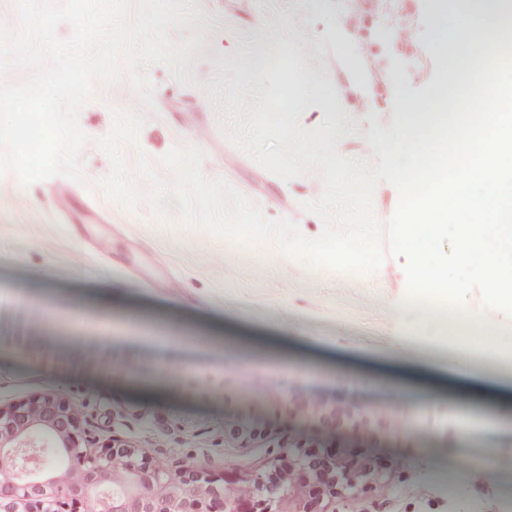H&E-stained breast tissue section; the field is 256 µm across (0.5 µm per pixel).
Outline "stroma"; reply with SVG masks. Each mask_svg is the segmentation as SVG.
Listing matches in <instances>:
<instances>
[{
  "label": "stroma",
  "instance_id": "1",
  "mask_svg": "<svg viewBox=\"0 0 512 512\" xmlns=\"http://www.w3.org/2000/svg\"><path fill=\"white\" fill-rule=\"evenodd\" d=\"M186 2L190 21L169 31L193 42L186 84L149 66L147 110L128 81L91 79L95 97L79 115L83 181L60 198L58 177L25 187L0 174V406L55 394L79 406L89 449L117 441L169 467L190 456L241 477L297 443L364 449L386 477L337 498L336 512H503L512 467L497 458L512 455V358L462 346L490 331L512 336V316L475 289L466 328L407 307L403 259L339 271L156 219L145 203L127 209L101 188L111 164L99 141L124 107L145 119L128 161L198 148L206 177L318 237L323 222L302 205L321 197L320 177L286 181L241 152L220 127L228 98L260 105L291 64L301 127H328L340 154L378 162L372 137H396L446 76L432 0ZM406 29L412 42L399 38ZM152 336L171 341V378L149 376ZM314 405L383 424L362 435L332 428ZM405 411L410 425L394 429Z\"/></svg>",
  "mask_w": 512,
  "mask_h": 512
}]
</instances>
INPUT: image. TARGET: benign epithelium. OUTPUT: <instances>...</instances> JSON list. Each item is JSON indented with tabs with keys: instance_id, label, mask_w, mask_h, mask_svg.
Instances as JSON below:
<instances>
[{
	"instance_id": "obj_1",
	"label": "benign epithelium",
	"mask_w": 512,
	"mask_h": 512,
	"mask_svg": "<svg viewBox=\"0 0 512 512\" xmlns=\"http://www.w3.org/2000/svg\"><path fill=\"white\" fill-rule=\"evenodd\" d=\"M38 432L58 449L65 473L84 476L70 482L72 504L109 474L132 487L112 512H334L337 497L358 495L379 484L382 476L378 463L355 448H290L249 478L199 467H162L133 448L108 445L89 451L79 413L57 395L0 407V456L17 457L34 447L31 435ZM56 501L54 482L37 476L32 483L0 477V512H58Z\"/></svg>"
}]
</instances>
